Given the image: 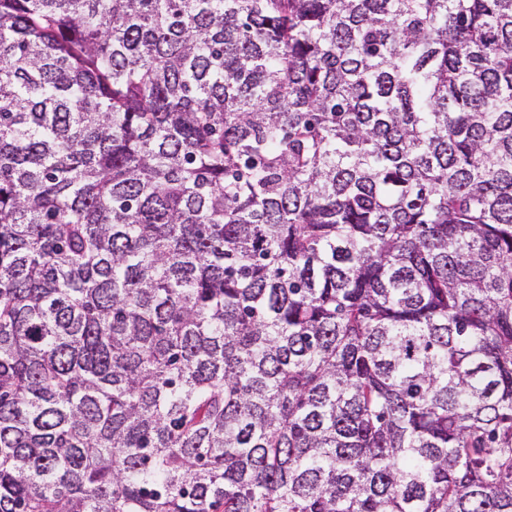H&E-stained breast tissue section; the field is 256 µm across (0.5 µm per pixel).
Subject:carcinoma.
I'll return each mask as SVG.
<instances>
[{
    "mask_svg": "<svg viewBox=\"0 0 512 512\" xmlns=\"http://www.w3.org/2000/svg\"><path fill=\"white\" fill-rule=\"evenodd\" d=\"M0 512H512V0H0Z\"/></svg>",
    "mask_w": 512,
    "mask_h": 512,
    "instance_id": "obj_1",
    "label": "carcinoma"
}]
</instances>
